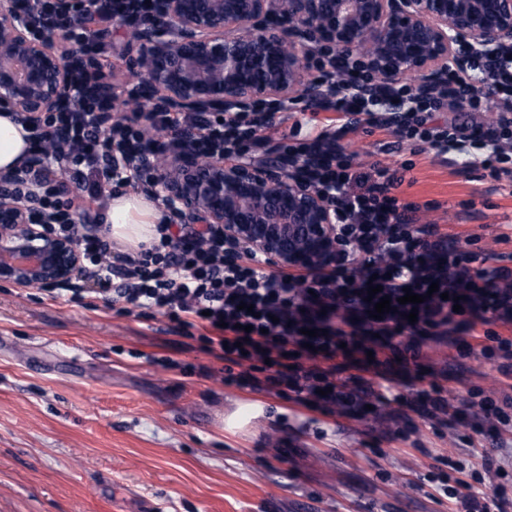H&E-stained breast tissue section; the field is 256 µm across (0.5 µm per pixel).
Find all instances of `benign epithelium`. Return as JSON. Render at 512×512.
<instances>
[{"label":"benign epithelium","instance_id":"1","mask_svg":"<svg viewBox=\"0 0 512 512\" xmlns=\"http://www.w3.org/2000/svg\"><path fill=\"white\" fill-rule=\"evenodd\" d=\"M87 2L55 0V22L42 19L32 0L0 4V106L33 127L72 107L86 53L74 46L63 56L58 43L63 27L83 24ZM152 15L127 32L135 94L125 99L122 86L87 81L85 94L105 112L121 98L130 112L160 99L174 112L218 115L263 101L308 102L327 88L309 75L315 56L339 71L355 62L381 85L412 79L419 96L437 94L450 67L479 88L485 76L468 70L459 48L492 57L512 42V0H152ZM166 138L143 156L156 170L153 190L187 223L212 226L275 270L335 259L341 227L334 207L278 155L262 164L204 155L192 128ZM65 139L58 130L0 172V282L68 288L83 276L77 245L35 223L13 191Z\"/></svg>","mask_w":512,"mask_h":512}]
</instances>
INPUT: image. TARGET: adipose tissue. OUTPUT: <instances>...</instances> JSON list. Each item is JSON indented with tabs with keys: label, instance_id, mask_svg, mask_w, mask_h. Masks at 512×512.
Returning a JSON list of instances; mask_svg holds the SVG:
<instances>
[{
	"label": "adipose tissue",
	"instance_id": "1",
	"mask_svg": "<svg viewBox=\"0 0 512 512\" xmlns=\"http://www.w3.org/2000/svg\"><path fill=\"white\" fill-rule=\"evenodd\" d=\"M32 144L27 132L13 112L0 109V169L7 170L18 159L28 154ZM160 221L155 203L134 194L112 197L107 210V226L112 240L120 246L146 243L154 235V226Z\"/></svg>",
	"mask_w": 512,
	"mask_h": 512
}]
</instances>
